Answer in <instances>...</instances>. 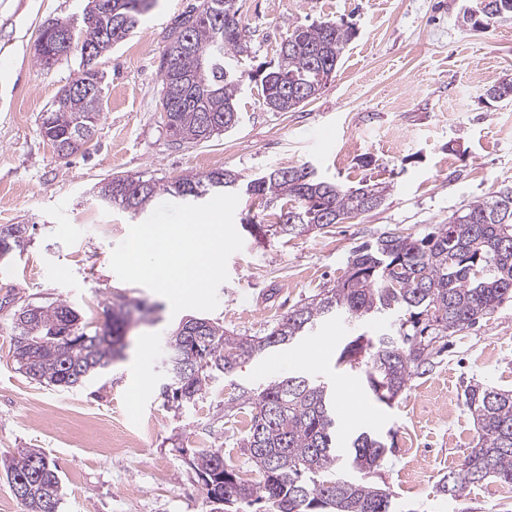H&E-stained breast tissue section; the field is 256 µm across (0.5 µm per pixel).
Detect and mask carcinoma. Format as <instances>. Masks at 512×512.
Here are the masks:
<instances>
[{
	"mask_svg": "<svg viewBox=\"0 0 512 512\" xmlns=\"http://www.w3.org/2000/svg\"><path fill=\"white\" fill-rule=\"evenodd\" d=\"M96 24L81 25L75 44L101 57L119 36L124 41L151 10L154 0H106ZM237 0H201L186 15L169 44L190 40L206 53L200 67L193 53L166 52L161 61V93L169 109L164 124L180 143L207 141L238 123V98L257 89L274 112H293L314 100L336 71L353 35L344 22L320 21L296 28L278 49L277 63L260 79L240 68L251 53L241 38ZM484 16L487 28L512 21V0H492ZM304 87L300 96L283 92ZM101 120V97L81 93L59 96L40 124L42 137L56 140L61 155L81 150ZM112 203L144 212L160 195L183 201L245 190L268 207L281 203L274 232L292 238L330 228L378 208L388 186L362 183L347 187L321 177L303 163L283 166L241 183L228 170L185 176L161 183L152 178L116 175L107 181ZM512 299V185L472 201L423 235L397 229L380 234L353 250L345 275L314 298L288 312L264 336H235L224 326L205 320V331L192 338L177 326L165 339L169 364L185 368L189 381L163 388L171 402L195 400L220 371L228 378L240 364L274 348L288 346L319 322L344 316L400 314L395 334L348 341L337 351L336 366L359 370L368 393L391 405L411 376L426 373L446 348L448 335L476 324ZM128 324L125 305L112 309L105 328H89L64 301L26 305L13 321V358L19 370L40 384L68 390L84 384L112 362L123 345ZM207 367L199 368L201 360ZM464 407L477 427V442L456 469L444 476L438 492L459 497L473 484L494 479L512 486V390L478 382L464 389ZM245 409L250 425L240 441L243 455L260 476L256 484L239 477L224 463V452H198L192 468L207 497L224 505L266 503L265 512H394L391 494L366 482L339 476L344 466L368 474L389 451L385 437L358 432L346 457L338 454V423L333 396L324 382L305 376L275 379L262 387L242 389L224 410ZM10 486L22 485L26 512H59L61 480L55 463L40 450L23 449L3 460Z\"/></svg>",
	"mask_w": 512,
	"mask_h": 512,
	"instance_id": "1",
	"label": "carcinoma"
}]
</instances>
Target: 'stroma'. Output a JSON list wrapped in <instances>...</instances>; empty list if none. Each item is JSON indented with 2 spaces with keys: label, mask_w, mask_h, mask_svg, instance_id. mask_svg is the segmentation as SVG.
<instances>
[{
  "label": "stroma",
  "mask_w": 512,
  "mask_h": 512,
  "mask_svg": "<svg viewBox=\"0 0 512 512\" xmlns=\"http://www.w3.org/2000/svg\"><path fill=\"white\" fill-rule=\"evenodd\" d=\"M201 0H157L126 41L101 56L103 117L79 152L61 156L39 132L41 118L82 66L79 51L40 67L35 43L47 22L80 25L87 0H0V226L28 227L23 249L0 259V458L45 452L59 469V512H254L212 502L191 468L196 450L219 448L226 464L258 482L240 447L243 414L225 415L237 388L304 375L356 400L359 425L393 433L395 446L369 474L350 473L393 496L398 512H512V487L492 480L462 497L437 484L477 437L463 405L467 384L512 389V301L475 327L455 333L423 375H413L392 404L370 397L361 372L336 365L338 343L313 362L302 356L313 335L215 374L194 403L174 406L164 339L190 310L172 314L167 299L118 279L115 245L140 216L98 197L115 175L170 182L230 170L249 179L310 162L355 186L388 185L377 209L331 232L262 236L258 199L240 196L234 225L244 246L227 263L219 305L208 319L243 336H262L296 306L341 278L356 246L400 229L422 233L462 205L512 184V100L486 91L512 78V23L483 31L466 21L473 0H238L251 35L246 70L276 61L301 25L345 20L354 35L335 77L294 112L269 110L245 92L239 121L197 144H175L159 99L167 37ZM62 300L101 326L126 304L131 325L123 356L84 386L59 390L27 378L12 357L16 312Z\"/></svg>",
  "instance_id": "obj_1"
}]
</instances>
